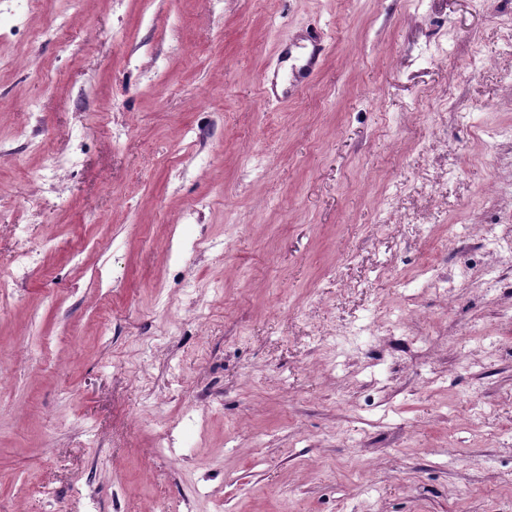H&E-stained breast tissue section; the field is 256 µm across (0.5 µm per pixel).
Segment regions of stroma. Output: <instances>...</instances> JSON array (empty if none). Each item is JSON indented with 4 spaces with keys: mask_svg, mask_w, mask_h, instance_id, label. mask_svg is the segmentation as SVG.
Wrapping results in <instances>:
<instances>
[{
    "mask_svg": "<svg viewBox=\"0 0 512 512\" xmlns=\"http://www.w3.org/2000/svg\"><path fill=\"white\" fill-rule=\"evenodd\" d=\"M1 274L0 512H512V0H0ZM311 49L305 55L304 63L292 71V79L289 84L288 93L299 88L303 82L312 75L319 66L320 56L322 52L321 38L315 35L309 40Z\"/></svg>",
    "mask_w": 512,
    "mask_h": 512,
    "instance_id": "35a3bbf8",
    "label": "stroma"
}]
</instances>
